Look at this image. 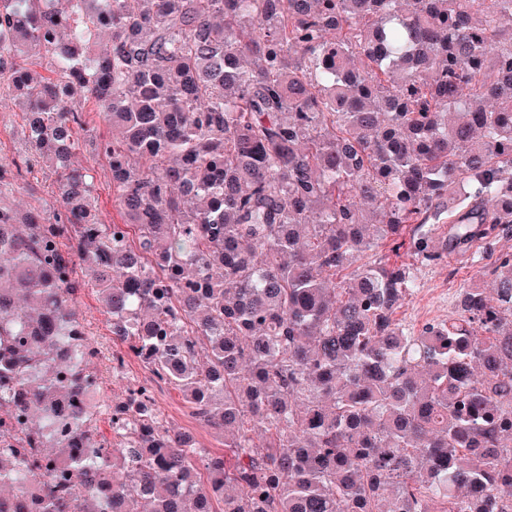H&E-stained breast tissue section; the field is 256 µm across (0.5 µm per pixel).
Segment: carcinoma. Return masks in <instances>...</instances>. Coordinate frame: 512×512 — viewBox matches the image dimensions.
I'll list each match as a JSON object with an SVG mask.
<instances>
[{
	"label": "carcinoma",
	"instance_id": "obj_1",
	"mask_svg": "<svg viewBox=\"0 0 512 512\" xmlns=\"http://www.w3.org/2000/svg\"><path fill=\"white\" fill-rule=\"evenodd\" d=\"M0 0V92L30 152L0 160V403L61 411L81 486L132 512H495L512 498V0ZM112 35L94 49L93 32ZM49 59L36 76L20 54ZM112 126L88 127L76 100ZM107 160L120 221L96 217ZM59 166L50 211L6 200ZM437 224L448 225L444 237ZM492 278L405 329L411 264ZM93 275L113 340L224 435L169 429L152 396L111 412L48 354L85 329ZM336 287H329L333 279ZM0 450V503L36 476ZM67 505L48 489L36 512ZM74 163L94 177V196L99 217L103 224L112 223V219L116 218L117 211L113 206L112 183L106 161L87 147V149L82 148L80 151H77Z\"/></svg>",
	"mask_w": 512,
	"mask_h": 512
}]
</instances>
